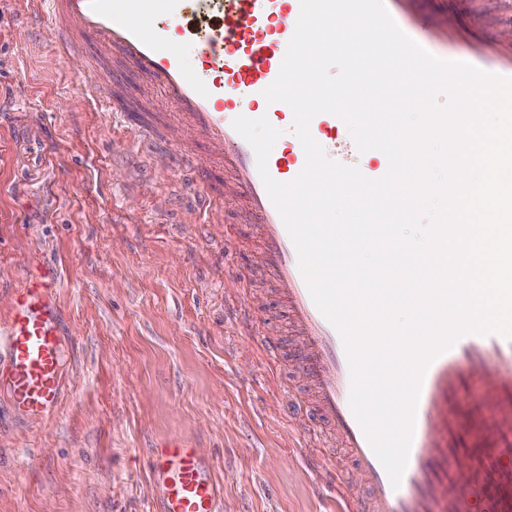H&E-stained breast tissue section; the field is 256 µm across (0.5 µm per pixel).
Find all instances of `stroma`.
Instances as JSON below:
<instances>
[{"instance_id":"1","label":"stroma","mask_w":512,"mask_h":512,"mask_svg":"<svg viewBox=\"0 0 512 512\" xmlns=\"http://www.w3.org/2000/svg\"><path fill=\"white\" fill-rule=\"evenodd\" d=\"M23 12L0 0V317L35 267L59 268L63 390L40 419L0 387V512H148L146 456L172 438L209 462L221 512H345L317 491L280 411L283 386L311 405L309 378L288 352L267 376L258 337L224 307L239 296L262 332L296 340L250 225L229 204L198 223L179 175L134 155L78 93L85 58L19 35ZM228 227L230 260L211 245ZM461 400L454 444L474 461L501 419L475 379Z\"/></svg>"}]
</instances>
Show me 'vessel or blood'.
<instances>
[{"mask_svg": "<svg viewBox=\"0 0 512 512\" xmlns=\"http://www.w3.org/2000/svg\"><path fill=\"white\" fill-rule=\"evenodd\" d=\"M300 15V0H35L21 19L28 33H47L62 58L81 55L92 43L115 58L163 97L168 110L147 115L124 90L92 84L90 93L113 125L132 132L148 158L167 154L170 135L193 139L172 165L193 188V210L207 215L231 203L259 243L263 268L274 278L288 318L300 336L299 365L313 382L320 424L294 421L297 436L317 441L332 430L364 480L366 493L348 502L347 485L326 450L307 466L319 491L346 500L348 512H512V426L501 444L484 448L468 485L453 474L459 459L443 444L448 428L462 427L449 399L468 376L479 379L494 404L512 406V341L497 335L462 336L428 366L420 390L409 457L400 486H392L351 405L350 369L338 330L315 304L299 269L296 248L258 172L252 147L233 128L238 116L267 117L282 134L268 158L272 178L289 182L303 169L304 148L285 117L290 107L267 103L263 92L277 78ZM404 33L432 55L469 63L493 75L512 77V58L465 54L448 44L445 28L404 26ZM192 44L197 62L183 47ZM310 134L326 154L355 166L371 179L382 177L384 153L359 152L345 122L321 113ZM56 274L41 267L14 291L5 323L7 356L0 359V382L9 387L18 410L42 417L60 397V349L56 330ZM159 494L151 512H219V491L208 463L189 443L173 439L150 453Z\"/></svg>", "mask_w": 512, "mask_h": 512, "instance_id": "b4317fda", "label": "vessel or blood"}]
</instances>
